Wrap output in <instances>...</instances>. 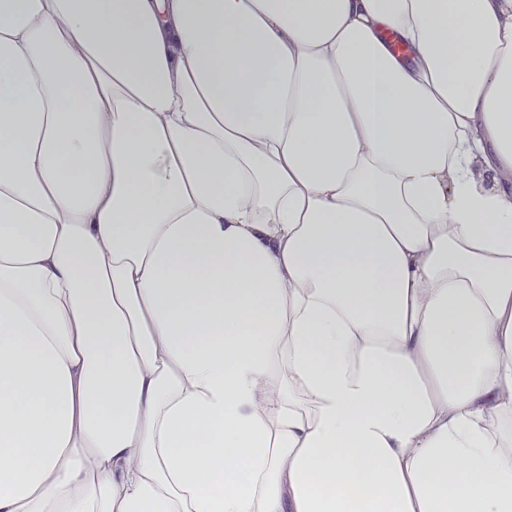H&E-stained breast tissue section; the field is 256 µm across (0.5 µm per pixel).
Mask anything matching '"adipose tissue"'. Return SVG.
I'll list each match as a JSON object with an SVG mask.
<instances>
[{
  "instance_id": "adipose-tissue-1",
  "label": "adipose tissue",
  "mask_w": 512,
  "mask_h": 512,
  "mask_svg": "<svg viewBox=\"0 0 512 512\" xmlns=\"http://www.w3.org/2000/svg\"><path fill=\"white\" fill-rule=\"evenodd\" d=\"M0 512H512V0H0Z\"/></svg>"
}]
</instances>
